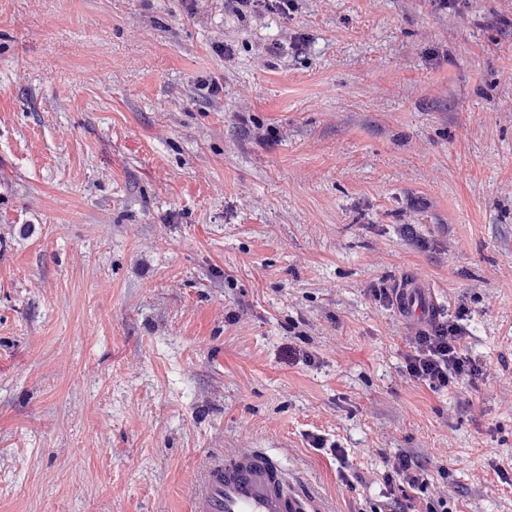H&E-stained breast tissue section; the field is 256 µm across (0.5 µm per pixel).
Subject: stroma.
<instances>
[{
    "mask_svg": "<svg viewBox=\"0 0 512 512\" xmlns=\"http://www.w3.org/2000/svg\"><path fill=\"white\" fill-rule=\"evenodd\" d=\"M410 276L478 379H408ZM253 448L512 512V0H0V512H189ZM235 13L245 16L247 13L257 11L259 8L279 11L288 15L294 0H228ZM396 308L399 315L410 322L428 323L439 310L437 298L427 283L416 277H407L397 287ZM386 470L383 472V481L386 487V507L389 512H447V500L443 497L437 499L438 510L434 501L426 502L425 511L415 507V496L407 491L417 494L428 486V475L424 466L417 458L407 452H397L392 459L387 460Z\"/></svg>",
    "mask_w": 512,
    "mask_h": 512,
    "instance_id": "stroma-1",
    "label": "stroma"
}]
</instances>
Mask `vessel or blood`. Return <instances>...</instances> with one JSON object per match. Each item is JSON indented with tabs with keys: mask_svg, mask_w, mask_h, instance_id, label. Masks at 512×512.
<instances>
[{
	"mask_svg": "<svg viewBox=\"0 0 512 512\" xmlns=\"http://www.w3.org/2000/svg\"><path fill=\"white\" fill-rule=\"evenodd\" d=\"M396 308L410 322L428 323L438 312L437 298L416 277L397 287ZM191 512H325L320 499L299 491L285 466L266 449L209 459L191 499Z\"/></svg>",
	"mask_w": 512,
	"mask_h": 512,
	"instance_id": "1",
	"label": "vessel or blood"
}]
</instances>
